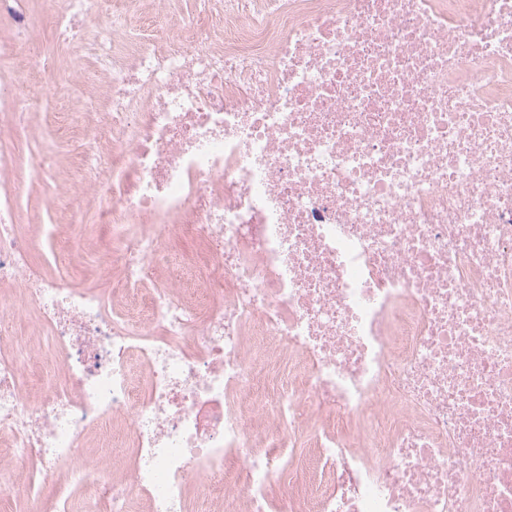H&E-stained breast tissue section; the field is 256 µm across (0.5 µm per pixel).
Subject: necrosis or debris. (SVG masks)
Here are the masks:
<instances>
[{"label":"necrosis or debris","mask_w":512,"mask_h":512,"mask_svg":"<svg viewBox=\"0 0 512 512\" xmlns=\"http://www.w3.org/2000/svg\"><path fill=\"white\" fill-rule=\"evenodd\" d=\"M108 102L61 224L0 0V491L33 512H512V0H44ZM96 202L87 216L85 197ZM110 227L98 285L37 241ZM191 237L194 267L175 262ZM53 365L38 394L35 360ZM28 484L16 482L18 472ZM66 472L85 492L44 493ZM166 9V21L172 27H180L188 19L203 18L200 8L207 0H169ZM60 179L57 180H32L27 181L26 191L22 200V223L42 222L47 223L56 219L54 213L47 209L46 202L49 198L61 193V183L69 184V178L76 166L74 152L63 150L55 155Z\"/></svg>","instance_id":"4bbe7bcc"}]
</instances>
